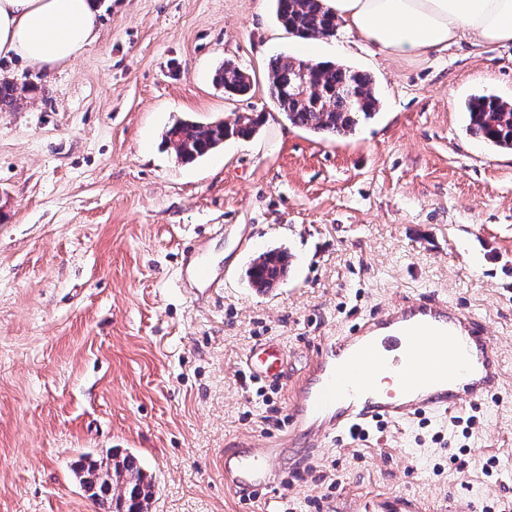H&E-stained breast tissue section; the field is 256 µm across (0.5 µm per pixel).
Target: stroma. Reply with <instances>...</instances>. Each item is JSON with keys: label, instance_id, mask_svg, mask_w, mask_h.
Returning a JSON list of instances; mask_svg holds the SVG:
<instances>
[{"label": "stroma", "instance_id": "obj_1", "mask_svg": "<svg viewBox=\"0 0 512 512\" xmlns=\"http://www.w3.org/2000/svg\"><path fill=\"white\" fill-rule=\"evenodd\" d=\"M98 41L47 71L0 58L20 94L0 112V512H96L73 469L131 452L155 482L149 512H512V150L473 138L467 104L512 101V44L466 38L393 57L338 28L312 52L273 0H97ZM282 54L369 72L378 114L348 136L291 125L267 86ZM252 81L229 96L213 76ZM262 119L193 162L177 121ZM219 263L209 295L184 253ZM287 251L273 288L258 252ZM431 294L484 320L503 380L489 398L290 448L274 492L224 482L236 440L278 434L292 384L325 337ZM285 375L242 388L252 348ZM214 82L229 95L242 96L251 90L249 77L230 60L224 61L215 71ZM274 253H278L275 258L280 261L279 266L270 264L271 256L269 255ZM288 263V255L283 251L267 250L260 253L253 259L249 269L252 287L258 290L272 288L286 273Z\"/></svg>", "mask_w": 512, "mask_h": 512}]
</instances>
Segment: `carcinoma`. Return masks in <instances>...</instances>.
Wrapping results in <instances>:
<instances>
[{"instance_id":"carcinoma-1","label":"carcinoma","mask_w":512,"mask_h":512,"mask_svg":"<svg viewBox=\"0 0 512 512\" xmlns=\"http://www.w3.org/2000/svg\"><path fill=\"white\" fill-rule=\"evenodd\" d=\"M276 19L290 33L300 37H327L334 34L339 22L324 7L323 0H275ZM307 69L308 91H292ZM267 80L271 96L293 125L328 137L354 132L363 120L379 110L372 77L351 67L331 62L288 59L281 55L270 60ZM214 82L230 95L242 96L251 90L249 77L231 60L215 71ZM18 87L12 81H0V112L10 111ZM470 134L487 145L512 148V102L496 96L481 95L467 105ZM258 122L251 116L238 115L231 123L203 125L183 120L166 130L164 140L178 158L192 161L214 150L232 137L249 138ZM272 251L256 256L249 269L252 287L265 290L278 282L288 268V255L280 251L278 265L270 264ZM78 474L96 479L90 498L99 512H149L154 494L151 478L138 460L127 455L120 460L83 456L76 465Z\"/></svg>"}]
</instances>
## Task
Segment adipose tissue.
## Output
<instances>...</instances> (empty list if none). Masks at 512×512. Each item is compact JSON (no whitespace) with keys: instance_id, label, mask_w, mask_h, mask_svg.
Here are the masks:
<instances>
[{"instance_id":"obj_1","label":"adipose tissue","mask_w":512,"mask_h":512,"mask_svg":"<svg viewBox=\"0 0 512 512\" xmlns=\"http://www.w3.org/2000/svg\"><path fill=\"white\" fill-rule=\"evenodd\" d=\"M348 30L396 57L424 56L463 37L512 42V0H325ZM96 0H0V56L52 68L99 37Z\"/></svg>"}]
</instances>
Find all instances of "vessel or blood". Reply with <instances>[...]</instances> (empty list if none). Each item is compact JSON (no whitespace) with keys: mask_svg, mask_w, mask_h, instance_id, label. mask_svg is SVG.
Listing matches in <instances>:
<instances>
[{"mask_svg":"<svg viewBox=\"0 0 512 512\" xmlns=\"http://www.w3.org/2000/svg\"><path fill=\"white\" fill-rule=\"evenodd\" d=\"M184 271L192 287L217 283L215 264L202 253L189 254ZM280 364L281 351L271 345L250 351L240 369L257 379H274ZM382 373L389 374L391 388L378 385ZM502 374L487 325L427 295L326 338L293 388L290 427L313 445L370 421L456 410L492 396ZM287 446L284 437L241 441L224 453L225 481L242 493L270 487Z\"/></svg>","mask_w":512,"mask_h":512,"instance_id":"vessel-or-blood-1","label":"vessel or blood"}]
</instances>
